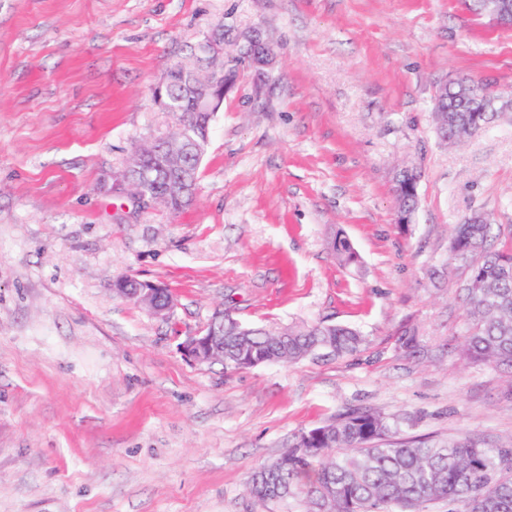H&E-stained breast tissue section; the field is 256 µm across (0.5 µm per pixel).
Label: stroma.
Segmentation results:
<instances>
[{
    "label": "stroma",
    "mask_w": 512,
    "mask_h": 512,
    "mask_svg": "<svg viewBox=\"0 0 512 512\" xmlns=\"http://www.w3.org/2000/svg\"><path fill=\"white\" fill-rule=\"evenodd\" d=\"M215 33L225 61L255 33L274 59L225 91L192 205L133 213L108 186L173 131L153 90ZM457 78L512 99V26L463 0H0V512H305L258 501L251 475L353 408L401 439L512 448V371L460 359L449 259L471 214L512 229V111L440 141L434 96ZM412 166L404 229L394 177ZM129 276L171 290L168 318L117 294ZM218 310L365 342L193 363L177 345Z\"/></svg>",
    "instance_id": "obj_1"
}]
</instances>
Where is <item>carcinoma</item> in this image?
<instances>
[{
    "instance_id": "obj_1",
    "label": "carcinoma",
    "mask_w": 512,
    "mask_h": 512,
    "mask_svg": "<svg viewBox=\"0 0 512 512\" xmlns=\"http://www.w3.org/2000/svg\"><path fill=\"white\" fill-rule=\"evenodd\" d=\"M191 59L167 72L170 93L182 101L177 117L182 133L169 143L149 142L135 149L146 155L144 183L166 196L170 211L179 213L194 200L205 153L207 115L193 111L187 93L204 89L208 76ZM497 92L488 83L462 78L448 82L446 111L434 114L436 130L457 145L489 128L502 116L492 111ZM482 117V126L473 117ZM419 173H396L393 192L397 206L412 214L418 204ZM501 228L475 213L456 225L450 251L468 269L460 285L469 320L462 354L472 362L512 369V246L495 247ZM333 248L346 264L358 262L351 243L338 235ZM250 341L254 355L267 362L296 363L328 351L338 357L363 343L357 329L312 323L269 330L248 327L224 315V360L236 355L239 341ZM306 448L260 466L252 475L251 494L259 500L303 496L307 512H423L426 504L448 502L462 512H512V448H485L468 437L441 445L393 438L394 426L382 414L354 409L311 429Z\"/></svg>"
}]
</instances>
